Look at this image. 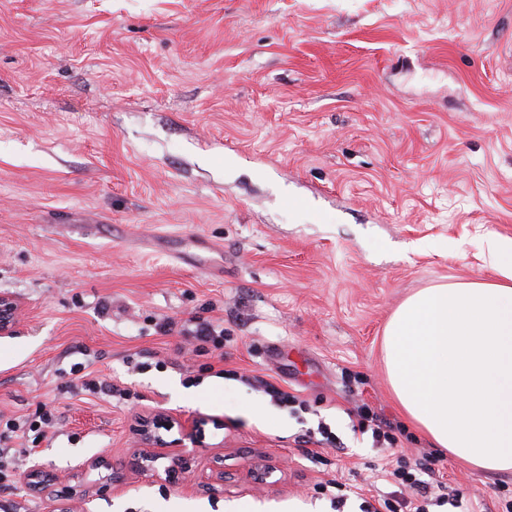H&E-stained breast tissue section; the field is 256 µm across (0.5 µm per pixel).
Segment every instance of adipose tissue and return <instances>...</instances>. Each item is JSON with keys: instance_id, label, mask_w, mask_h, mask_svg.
Masks as SVG:
<instances>
[{"instance_id": "ef3b65f1", "label": "adipose tissue", "mask_w": 512, "mask_h": 512, "mask_svg": "<svg viewBox=\"0 0 512 512\" xmlns=\"http://www.w3.org/2000/svg\"><path fill=\"white\" fill-rule=\"evenodd\" d=\"M492 280L409 296L383 336L392 394L432 444L487 473L512 472V238L489 234Z\"/></svg>"}]
</instances>
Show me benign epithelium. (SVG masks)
I'll return each instance as SVG.
<instances>
[{
	"instance_id": "7a95c632",
	"label": "benign epithelium",
	"mask_w": 512,
	"mask_h": 512,
	"mask_svg": "<svg viewBox=\"0 0 512 512\" xmlns=\"http://www.w3.org/2000/svg\"><path fill=\"white\" fill-rule=\"evenodd\" d=\"M20 314L18 301L9 293L0 292V335L10 336ZM165 424L168 427L178 426L181 440L173 445L167 444L163 438L155 433L153 424ZM204 419L199 417L182 418L158 413L155 418L141 420L139 434L144 448L137 456V467L143 472L163 473L164 480L172 481L177 478L186 464L190 448L204 447ZM168 460V464L160 469L157 462Z\"/></svg>"
}]
</instances>
